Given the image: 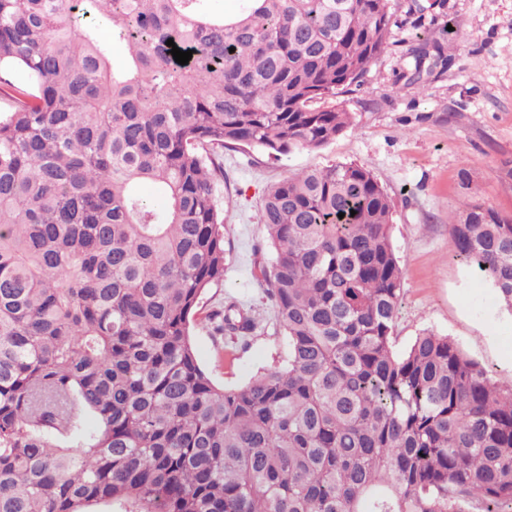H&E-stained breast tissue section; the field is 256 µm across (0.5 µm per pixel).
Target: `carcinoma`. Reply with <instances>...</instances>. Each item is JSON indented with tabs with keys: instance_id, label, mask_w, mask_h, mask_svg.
Masks as SVG:
<instances>
[{
	"instance_id": "1",
	"label": "carcinoma",
	"mask_w": 512,
	"mask_h": 512,
	"mask_svg": "<svg viewBox=\"0 0 512 512\" xmlns=\"http://www.w3.org/2000/svg\"><path fill=\"white\" fill-rule=\"evenodd\" d=\"M208 2L0 0V512H512V380L431 331L393 350V212L356 164L263 196L287 364L229 389L198 364L224 150L334 140L392 38L391 0ZM451 228L512 310V219ZM204 319L255 330L234 302Z\"/></svg>"
}]
</instances>
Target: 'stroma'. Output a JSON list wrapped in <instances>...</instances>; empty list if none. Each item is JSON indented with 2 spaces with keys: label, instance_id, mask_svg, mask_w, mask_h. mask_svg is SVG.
Returning <instances> with one entry per match:
<instances>
[{
  "label": "stroma",
  "instance_id": "1",
  "mask_svg": "<svg viewBox=\"0 0 512 512\" xmlns=\"http://www.w3.org/2000/svg\"><path fill=\"white\" fill-rule=\"evenodd\" d=\"M393 37L362 83L337 101L354 117L327 145L270 158L245 147L224 153L214 192L224 213V280L204 310L229 301L258 323L240 339L194 327L199 365L218 384L248 383L288 358V340L253 276L271 250L259 222L267 188L286 174L352 162L369 171L393 208L402 269L394 349L423 330L454 341L493 377L512 379V310L457 255L452 220L477 202L512 218V0H392ZM446 46L448 61L410 82L420 40Z\"/></svg>",
  "mask_w": 512,
  "mask_h": 512
}]
</instances>
